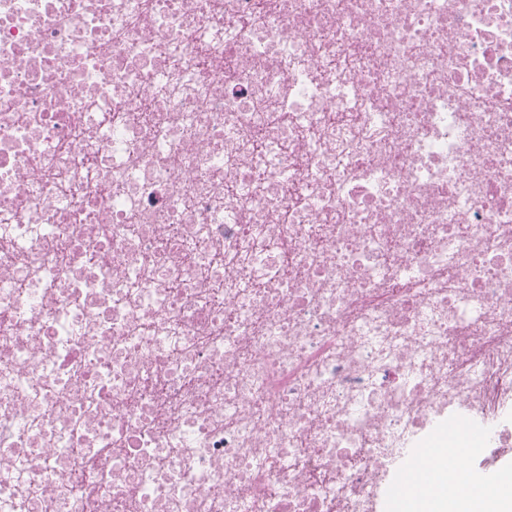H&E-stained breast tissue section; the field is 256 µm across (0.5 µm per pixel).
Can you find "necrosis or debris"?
<instances>
[{
	"instance_id": "1",
	"label": "necrosis or debris",
	"mask_w": 512,
	"mask_h": 512,
	"mask_svg": "<svg viewBox=\"0 0 512 512\" xmlns=\"http://www.w3.org/2000/svg\"><path fill=\"white\" fill-rule=\"evenodd\" d=\"M512 466V0H0V512H392Z\"/></svg>"
}]
</instances>
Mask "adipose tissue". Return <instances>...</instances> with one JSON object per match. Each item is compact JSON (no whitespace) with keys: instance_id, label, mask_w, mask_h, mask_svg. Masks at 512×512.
Returning <instances> with one entry per match:
<instances>
[{"instance_id":"adipose-tissue-1","label":"adipose tissue","mask_w":512,"mask_h":512,"mask_svg":"<svg viewBox=\"0 0 512 512\" xmlns=\"http://www.w3.org/2000/svg\"><path fill=\"white\" fill-rule=\"evenodd\" d=\"M429 481L431 494L409 493L403 500L402 512H512L511 477L464 497L449 491L447 473H436Z\"/></svg>"}]
</instances>
